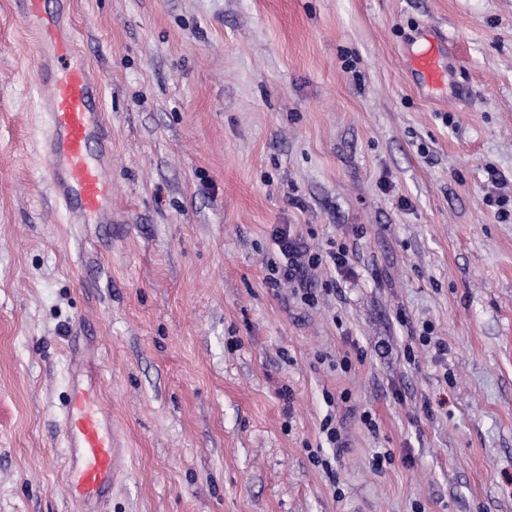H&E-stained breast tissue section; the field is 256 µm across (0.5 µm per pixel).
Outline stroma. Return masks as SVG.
Here are the masks:
<instances>
[{"mask_svg":"<svg viewBox=\"0 0 512 512\" xmlns=\"http://www.w3.org/2000/svg\"><path fill=\"white\" fill-rule=\"evenodd\" d=\"M69 12L112 221L56 207L33 46L0 0V512H77L75 347L127 450L99 512H512V0ZM422 29L453 44L433 91L406 67ZM283 225L348 250L308 272L315 305L267 280Z\"/></svg>","mask_w":512,"mask_h":512,"instance_id":"35a3bbf8","label":"stroma"}]
</instances>
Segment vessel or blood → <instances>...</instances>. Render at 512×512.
Wrapping results in <instances>:
<instances>
[{"label":"vessel or blood","mask_w":512,"mask_h":512,"mask_svg":"<svg viewBox=\"0 0 512 512\" xmlns=\"http://www.w3.org/2000/svg\"><path fill=\"white\" fill-rule=\"evenodd\" d=\"M14 9L38 45L35 81L44 91L47 123L39 156L55 201L72 223H111L112 135L100 107L101 79L80 62L62 11L47 9L44 0H14ZM411 67L425 85L443 82L437 40L413 54ZM70 372L74 383L60 413L66 447L62 477L69 498L82 512H94L122 475L125 450L105 417L97 371L74 355Z\"/></svg>","instance_id":"vessel-or-blood-1"}]
</instances>
